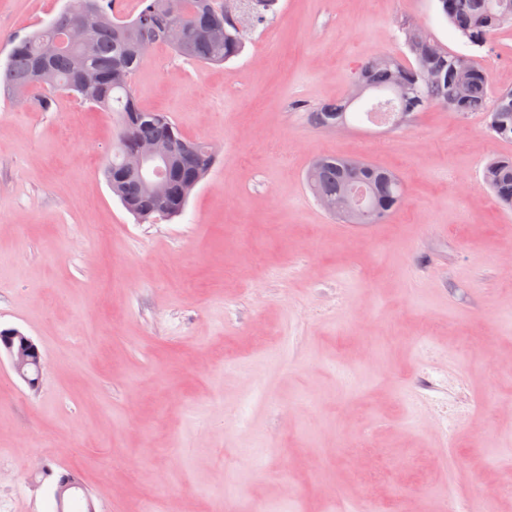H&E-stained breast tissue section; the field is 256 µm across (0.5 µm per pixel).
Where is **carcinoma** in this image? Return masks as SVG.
I'll return each mask as SVG.
<instances>
[{
    "label": "carcinoma",
    "mask_w": 512,
    "mask_h": 512,
    "mask_svg": "<svg viewBox=\"0 0 512 512\" xmlns=\"http://www.w3.org/2000/svg\"><path fill=\"white\" fill-rule=\"evenodd\" d=\"M170 0H140L134 17L123 16L112 8V0H71L69 7L54 19L14 44L9 58L0 68V89L16 97L38 98L39 106L51 108L53 93H72L79 101L114 113L115 146L103 176L112 193L138 222L154 224L182 214L196 186L207 176L216 158L199 142H186L168 173L167 195L163 204L154 203L135 177H119L123 155L143 143L167 145L184 140L176 124L166 114L147 113L137 103L133 80L145 60L136 55L141 43L164 45L174 54L209 65H221L244 50L248 30L276 16L275 0H245L243 7L228 14L215 0H180L181 13L168 8ZM443 16L471 47L481 48L504 24L512 25V0H438ZM84 26L86 40L75 50L56 57L52 67L54 82L39 81L37 65L40 53L59 27L72 22ZM220 26L224 36L214 41L204 35ZM179 29L181 42L172 41ZM405 45L414 62L378 54L366 60L358 82L367 91H378L388 98L366 110L387 107L394 116L414 117L431 105H440L460 115L480 112L487 129L497 138L512 141V88L493 89L489 75L473 57L451 54L435 43L420 27H405ZM93 71L102 81L85 84L80 73ZM354 105L345 97L323 102L310 112L311 121L320 129L348 122V110ZM350 159L340 156L316 158L305 174L313 196L336 198L350 182L364 187L375 221L395 212L404 192L398 176L371 164L365 171L353 172ZM484 184L500 205L512 210V157H499L484 171Z\"/></svg>",
    "instance_id": "carcinoma-1"
}]
</instances>
